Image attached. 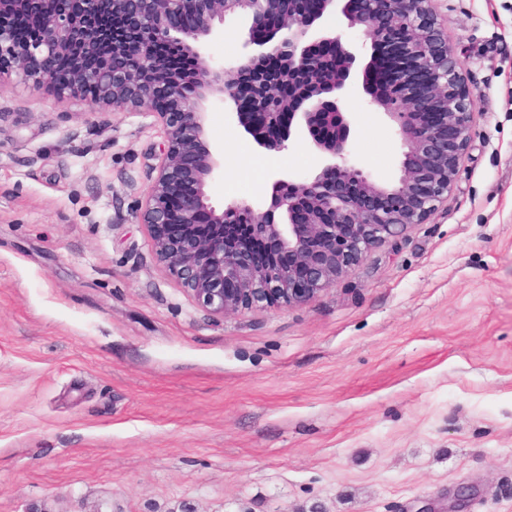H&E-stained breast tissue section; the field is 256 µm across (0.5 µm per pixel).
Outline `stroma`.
<instances>
[{"instance_id": "1", "label": "stroma", "mask_w": 512, "mask_h": 512, "mask_svg": "<svg viewBox=\"0 0 512 512\" xmlns=\"http://www.w3.org/2000/svg\"><path fill=\"white\" fill-rule=\"evenodd\" d=\"M474 96L448 199L315 302L216 319L136 215L147 112L0 91V512H512V0H433ZM353 152L402 160L350 96ZM215 207L261 200L270 155L220 104Z\"/></svg>"}]
</instances>
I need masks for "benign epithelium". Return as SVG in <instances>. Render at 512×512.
Wrapping results in <instances>:
<instances>
[{
	"label": "benign epithelium",
	"mask_w": 512,
	"mask_h": 512,
	"mask_svg": "<svg viewBox=\"0 0 512 512\" xmlns=\"http://www.w3.org/2000/svg\"><path fill=\"white\" fill-rule=\"evenodd\" d=\"M432 0H0V87L16 81L59 103L150 112L164 131L156 176L139 213L159 264L214 318L315 302L366 253L422 224L451 190L471 135L472 94ZM341 15L371 50L366 63L325 20ZM249 19L240 58L219 64L200 48L226 18ZM398 44L406 70L396 92L372 79L377 46ZM169 47L193 60L175 72ZM272 68L277 86L251 90ZM361 94L391 122L402 162L383 182L353 158ZM222 103L270 154L303 141L322 158L309 177L269 176L260 203L218 209L221 174L205 143V105Z\"/></svg>",
	"instance_id": "7a95c632"
}]
</instances>
